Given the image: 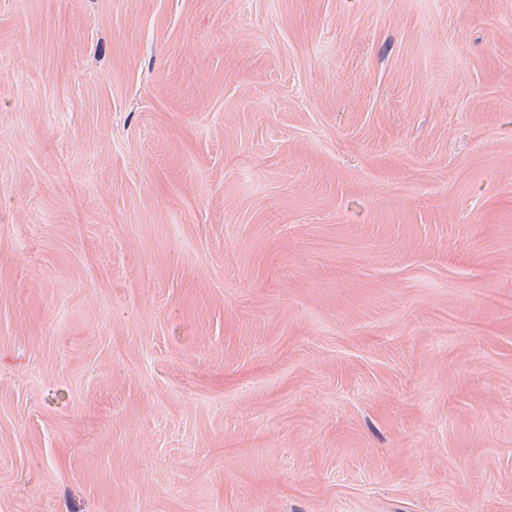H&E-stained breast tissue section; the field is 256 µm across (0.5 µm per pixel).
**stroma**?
<instances>
[{
    "mask_svg": "<svg viewBox=\"0 0 512 512\" xmlns=\"http://www.w3.org/2000/svg\"><path fill=\"white\" fill-rule=\"evenodd\" d=\"M0 512H512V0H0Z\"/></svg>",
    "mask_w": 512,
    "mask_h": 512,
    "instance_id": "35a3bbf8",
    "label": "stroma"
}]
</instances>
